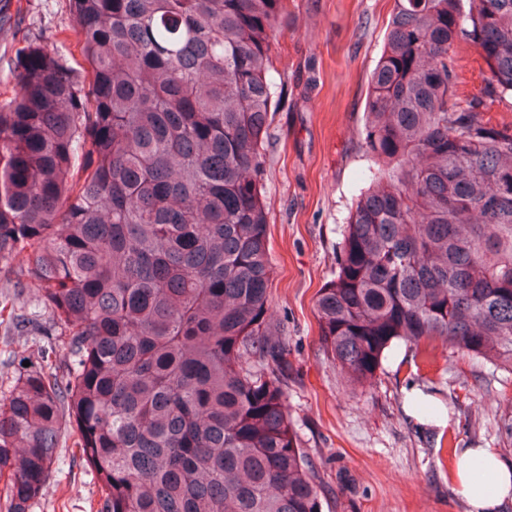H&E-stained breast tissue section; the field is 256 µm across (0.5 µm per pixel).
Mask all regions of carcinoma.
<instances>
[{
  "label": "carcinoma",
  "mask_w": 512,
  "mask_h": 512,
  "mask_svg": "<svg viewBox=\"0 0 512 512\" xmlns=\"http://www.w3.org/2000/svg\"><path fill=\"white\" fill-rule=\"evenodd\" d=\"M84 79L24 38L0 102V259L25 256L65 370L20 367L0 405L9 512L47 487L68 431L104 512H322L268 318L261 178L272 45L288 0H69ZM479 49L512 99V0H394L369 81L377 164L316 300L348 380L385 352L512 372V128L461 97Z\"/></svg>",
  "instance_id": "carcinoma-1"
}]
</instances>
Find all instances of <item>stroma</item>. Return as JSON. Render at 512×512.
<instances>
[{"label":"stroma","instance_id":"stroma-1","mask_svg":"<svg viewBox=\"0 0 512 512\" xmlns=\"http://www.w3.org/2000/svg\"><path fill=\"white\" fill-rule=\"evenodd\" d=\"M392 0H288L274 45L277 106L265 145L262 184L269 207L273 268L269 314L287 343L288 416L319 475L323 512H468L452 481L463 449L494 448L512 462V374L461 359L437 341L415 367L402 346L375 381L351 384L321 348L315 309L336 276V252L371 165L364 141L370 75L388 32ZM68 0H0V93L15 86L13 37L69 58ZM0 262V294L14 292ZM17 293V292H14ZM34 324L0 325V403L18 377V359L56 350L68 362L34 289L17 293ZM438 408L426 419L411 398ZM62 436L45 493L29 512H102L95 471Z\"/></svg>","mask_w":512,"mask_h":512}]
</instances>
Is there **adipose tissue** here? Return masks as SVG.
<instances>
[{
    "mask_svg": "<svg viewBox=\"0 0 512 512\" xmlns=\"http://www.w3.org/2000/svg\"><path fill=\"white\" fill-rule=\"evenodd\" d=\"M474 459L484 464L486 486H479L470 478V462ZM453 481L470 512H505L512 506V467L502 460L496 449H465L456 461Z\"/></svg>",
    "mask_w": 512,
    "mask_h": 512,
    "instance_id": "ef3b65f1",
    "label": "adipose tissue"
}]
</instances>
